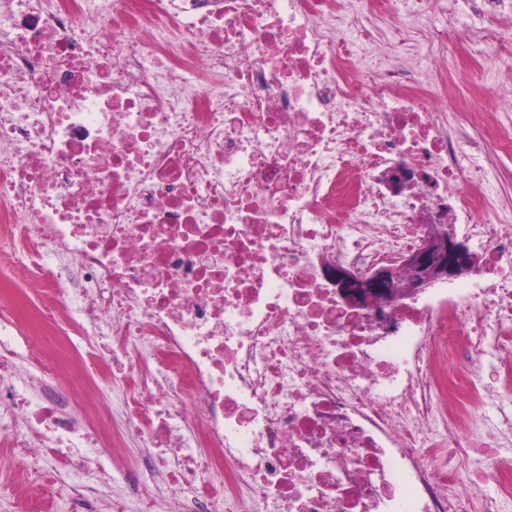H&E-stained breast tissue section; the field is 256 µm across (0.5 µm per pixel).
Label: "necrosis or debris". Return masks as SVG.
<instances>
[{"label": "necrosis or debris", "instance_id": "obj_1", "mask_svg": "<svg viewBox=\"0 0 512 512\" xmlns=\"http://www.w3.org/2000/svg\"><path fill=\"white\" fill-rule=\"evenodd\" d=\"M471 2L482 62L512 58V0ZM454 34L453 0H0V237L34 257L0 265L43 301L0 314V442L33 468L138 440L148 512H499L474 491L512 493V414L477 416L512 384V211L462 157L512 154V98L449 111ZM451 218L468 288L386 304L387 335L323 276ZM460 458L487 462L465 491ZM110 481L70 496L135 512Z\"/></svg>", "mask_w": 512, "mask_h": 512}]
</instances>
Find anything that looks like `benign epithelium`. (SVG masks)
I'll list each match as a JSON object with an SVG mask.
<instances>
[{
	"mask_svg": "<svg viewBox=\"0 0 512 512\" xmlns=\"http://www.w3.org/2000/svg\"><path fill=\"white\" fill-rule=\"evenodd\" d=\"M415 172L407 167L388 171L385 179L394 191L412 185ZM478 264L468 240L458 236L455 225L428 224L421 246L399 264H381L361 275L340 264L329 265L324 277L336 285V296L349 308L374 312V328L389 332L390 320L382 303L415 298L438 283L472 272Z\"/></svg>",
	"mask_w": 512,
	"mask_h": 512,
	"instance_id": "1",
	"label": "benign epithelium"
}]
</instances>
